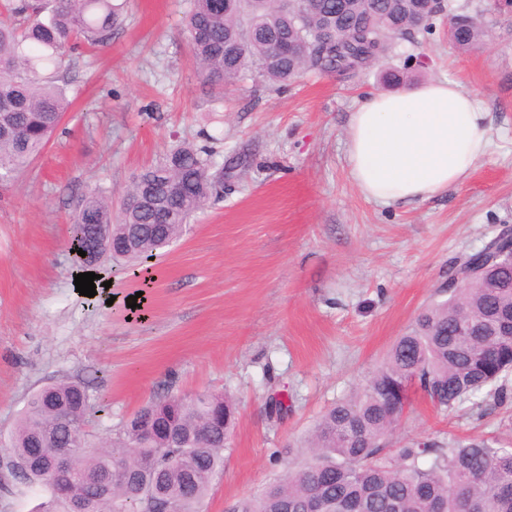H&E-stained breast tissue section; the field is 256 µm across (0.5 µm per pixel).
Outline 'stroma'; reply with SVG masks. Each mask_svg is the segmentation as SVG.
I'll return each mask as SVG.
<instances>
[{
  "label": "stroma",
  "mask_w": 512,
  "mask_h": 512,
  "mask_svg": "<svg viewBox=\"0 0 512 512\" xmlns=\"http://www.w3.org/2000/svg\"><path fill=\"white\" fill-rule=\"evenodd\" d=\"M191 0H127L110 44L86 50L68 76L71 102L44 152L0 184V450L37 389L81 383L103 403L85 426L101 443L143 405L224 393L236 424L206 512H227L289 467L285 447L380 365L426 305L446 300L456 263L512 226V7L444 0L431 33L397 41L360 77L307 72L288 87L251 76L204 82L183 18ZM481 15L488 46L457 51L453 13ZM449 79L487 114L492 146L438 197L366 200L347 163L349 118L386 92ZM212 147L228 187L190 218L149 270L122 272L87 297L69 249L78 195L119 196L175 145ZM143 292L141 314L128 301ZM503 404L486 397L437 412L421 394L393 436L483 437L512 445V375ZM287 411L274 415L271 398Z\"/></svg>",
  "instance_id": "35a3bbf8"
}]
</instances>
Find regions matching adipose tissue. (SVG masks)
<instances>
[{
	"label": "adipose tissue",
	"instance_id": "1",
	"mask_svg": "<svg viewBox=\"0 0 512 512\" xmlns=\"http://www.w3.org/2000/svg\"><path fill=\"white\" fill-rule=\"evenodd\" d=\"M490 144L484 112L442 80L364 98L349 124L347 158L366 199L425 201L462 182Z\"/></svg>",
	"mask_w": 512,
	"mask_h": 512
}]
</instances>
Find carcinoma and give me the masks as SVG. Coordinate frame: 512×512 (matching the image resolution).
<instances>
[{
    "instance_id": "cac0c4a2",
    "label": "carcinoma",
    "mask_w": 512,
    "mask_h": 512,
    "mask_svg": "<svg viewBox=\"0 0 512 512\" xmlns=\"http://www.w3.org/2000/svg\"><path fill=\"white\" fill-rule=\"evenodd\" d=\"M440 0H192L186 19L191 57L205 81L234 86L251 73L288 85L302 71L352 78L370 56L414 31L429 32ZM47 17H42V14ZM453 46L479 50L482 21L455 14ZM123 22L113 0H0V183L25 172L59 129L69 108L54 75L78 64L82 45L105 46ZM294 45L280 57L274 44ZM237 43L229 57L224 46ZM212 150L183 144L159 165L136 176L119 215L112 201L89 191L77 200L71 224L81 272L107 262L143 270L162 256L188 218L224 198V164ZM170 172L180 184L149 208L134 204L142 184ZM115 224L126 246L94 254L97 225ZM512 264L482 280L464 282L448 299L425 307L398 338L383 364L350 397L320 417L307 451L259 494L227 512H512V448L485 439L416 441L387 453L407 390L417 385L446 413L485 388L503 397L498 382L512 373ZM102 411L77 383L42 387L28 399L5 454L3 479L41 493V512H203L235 422L222 393L170 397L141 407L115 436L85 451L83 426ZM82 450L64 471L51 467L71 437Z\"/></svg>"
}]
</instances>
